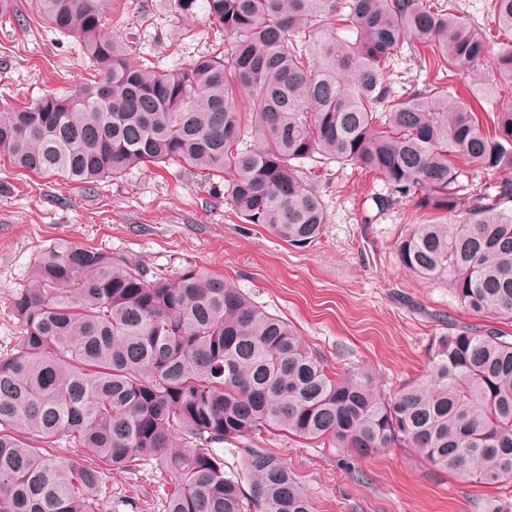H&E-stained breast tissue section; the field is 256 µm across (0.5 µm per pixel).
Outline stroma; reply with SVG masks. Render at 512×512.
Returning <instances> with one entry per match:
<instances>
[{"instance_id":"35a3bbf8","label":"stroma","mask_w":512,"mask_h":512,"mask_svg":"<svg viewBox=\"0 0 512 512\" xmlns=\"http://www.w3.org/2000/svg\"><path fill=\"white\" fill-rule=\"evenodd\" d=\"M109 33L134 59L170 68L224 43L202 5L173 0H105ZM24 22L0 17V107L21 106L92 80L75 38L49 31L32 0ZM318 189L328 224L300 251L265 227L244 224L209 178L176 165L135 169L88 191L58 177L15 168L0 152V354L18 334L12 302L40 256L61 242L140 263L149 276L176 279L188 267L224 277L299 336L338 371H367L392 394L422 373L431 337L471 325L447 288L426 285L399 264L394 243L410 230L412 200L377 210L383 180L331 162ZM309 493L314 512H483L487 500L512 506L511 487H491L430 468L414 449L355 457L319 442L265 436ZM170 480L152 465L107 473L101 512H163Z\"/></svg>"}]
</instances>
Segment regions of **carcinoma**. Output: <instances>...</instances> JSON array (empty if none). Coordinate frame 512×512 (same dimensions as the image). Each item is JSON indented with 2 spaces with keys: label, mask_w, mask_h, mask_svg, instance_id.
Returning <instances> with one entry per match:
<instances>
[{
  "label": "carcinoma",
  "mask_w": 512,
  "mask_h": 512,
  "mask_svg": "<svg viewBox=\"0 0 512 512\" xmlns=\"http://www.w3.org/2000/svg\"><path fill=\"white\" fill-rule=\"evenodd\" d=\"M224 50L169 70L105 34L102 0H35L48 28L78 39L101 76L0 109L12 164L91 190L134 168L179 164L224 181L244 224L297 250L327 224L318 164L379 175L421 217L395 243L400 266L443 283L477 318L512 322V39L483 34L435 0H204ZM512 33V0H493ZM426 46L443 77L410 92L388 75ZM492 61L495 78L476 77ZM471 79L489 123L446 83ZM21 326L0 357V512H99L107 471L170 474L165 512H313L268 448L245 436L329 441L361 456L413 448L431 467L512 483V335L464 326L434 336L426 369L393 395L367 371L338 373L282 317L195 268L143 267L60 243L13 300ZM60 440L77 457L45 452Z\"/></svg>",
  "instance_id": "carcinoma-1"
}]
</instances>
